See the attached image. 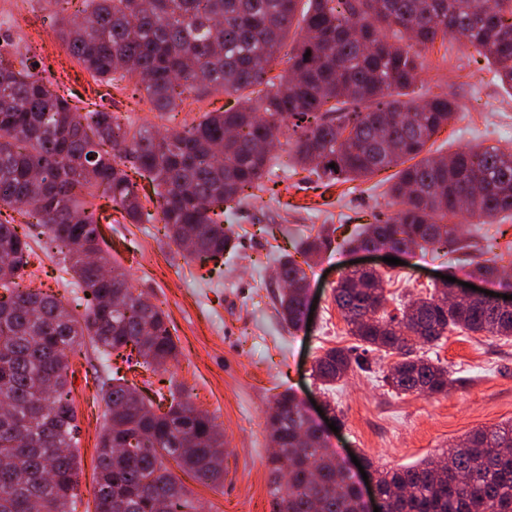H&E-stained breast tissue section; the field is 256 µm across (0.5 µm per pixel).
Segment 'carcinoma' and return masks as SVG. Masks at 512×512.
Masks as SVG:
<instances>
[{"mask_svg":"<svg viewBox=\"0 0 512 512\" xmlns=\"http://www.w3.org/2000/svg\"><path fill=\"white\" fill-rule=\"evenodd\" d=\"M45 20L95 79L142 89L161 114L190 96L222 91L237 109L205 112L171 136L97 104L81 111L58 91L52 67L0 39V512H77L78 420L67 389L69 356L90 344L101 358L106 404L96 449L94 512H197L166 466L198 481H224V434L215 418L154 387L177 345L165 313L132 287L101 247L100 217L87 198L103 189L131 224H161L191 261L224 259L226 210L266 189L275 166L262 144L288 129L287 144L313 174L362 177L400 167L397 210L369 225L353 248L409 253L462 241L465 215L481 224L512 215V150L491 145L449 157L426 154L456 112L446 94L424 106L404 99L436 40L463 39L512 89V0H45ZM293 40H288L292 28ZM288 56V68L272 75ZM264 86L257 99L249 90ZM411 165H406V162ZM335 167H330V164ZM146 177L154 195L139 192ZM62 255L73 303L34 285L30 239ZM328 239H307L304 264L286 256L278 313L291 328L306 317L304 266ZM467 275L502 280L494 260ZM376 270L348 269L333 298L362 351L399 356L384 382L397 394L444 395L454 379L418 354L449 331L512 338V312L488 299L448 301L449 283L381 314ZM354 350L330 348L315 379L341 381ZM122 357L137 384L112 365ZM277 445L267 459L273 512H359L353 476L327 451L305 404L289 389L266 415ZM433 461L378 474L390 512H512V420L477 429Z\"/></svg>","mask_w":512,"mask_h":512,"instance_id":"1","label":"carcinoma"}]
</instances>
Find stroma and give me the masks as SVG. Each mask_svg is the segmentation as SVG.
Instances as JSON below:
<instances>
[{"label": "stroma", "mask_w": 512, "mask_h": 512, "mask_svg": "<svg viewBox=\"0 0 512 512\" xmlns=\"http://www.w3.org/2000/svg\"><path fill=\"white\" fill-rule=\"evenodd\" d=\"M44 6V0H0V18L10 21L13 35L32 53L48 57L70 92L85 102L149 121L163 131L181 129L206 112L236 107L235 97L216 91L188 98L178 111L161 116L149 111L146 102L97 86L45 28ZM423 56L424 69L409 88V98L419 102L445 93L457 103L453 120L431 140L433 152L512 148V90L494 79L493 65L463 40L434 45ZM274 153L280 165L274 185L224 218L234 231L235 246L223 264L188 262L157 224H130L116 212L102 226L104 247L128 270L133 288L168 317L178 355L164 380L224 431L223 487L213 489L189 473L178 474L202 512H272L266 465L272 443L265 418L275 396L287 389L306 402L338 405L343 416L338 431L328 435L330 448L345 458H368L379 469L439 457L469 432L512 419V340L448 333L437 356L457 382L441 396L392 392L383 377L396 358L377 351L362 354L360 365L329 393L311 371L326 349L356 343L332 294L352 262L388 275L384 288L391 312L397 302L426 295L436 275L460 272L471 259H494L512 271V216L465 225V249L405 253L401 264L391 265L383 262L382 251L354 250L343 240L393 216L396 207L386 194L393 170L329 187L297 164L285 143H278ZM321 231L329 232L331 243L308 271L315 310L309 328L296 331L277 316V261L297 255L303 238ZM97 364L90 348L70 361L80 426L77 512L94 507L95 448L105 411L95 391Z\"/></svg>", "instance_id": "1"}]
</instances>
